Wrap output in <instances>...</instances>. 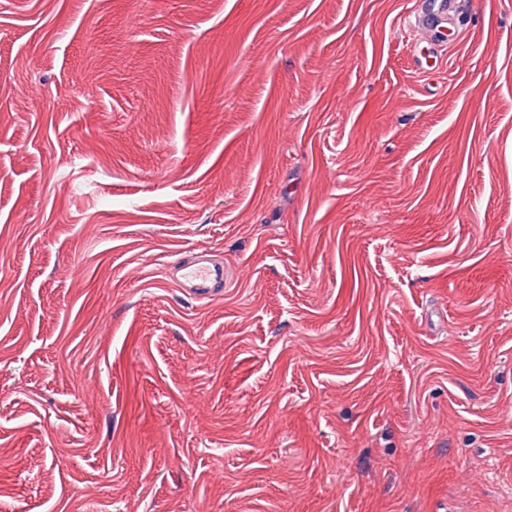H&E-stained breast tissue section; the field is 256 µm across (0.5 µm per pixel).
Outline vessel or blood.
I'll return each mask as SVG.
<instances>
[{
	"instance_id": "1",
	"label": "vessel or blood",
	"mask_w": 512,
	"mask_h": 512,
	"mask_svg": "<svg viewBox=\"0 0 512 512\" xmlns=\"http://www.w3.org/2000/svg\"><path fill=\"white\" fill-rule=\"evenodd\" d=\"M472 0H418L408 26L422 41H442L449 28L459 27ZM169 273L185 295L206 301L224 291V263L208 252L193 253L170 266Z\"/></svg>"
}]
</instances>
